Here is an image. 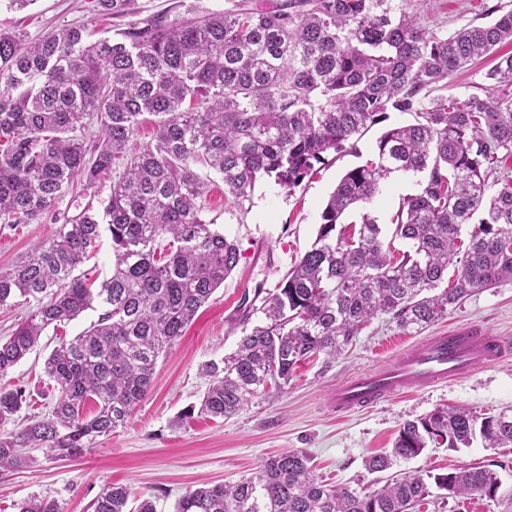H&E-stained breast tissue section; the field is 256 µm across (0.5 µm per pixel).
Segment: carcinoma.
<instances>
[{"mask_svg": "<svg viewBox=\"0 0 512 512\" xmlns=\"http://www.w3.org/2000/svg\"><path fill=\"white\" fill-rule=\"evenodd\" d=\"M114 19L135 0H95ZM408 0H227L222 11L191 9L170 19L133 21L113 38L89 40L83 26L35 41L0 33V223L32 224L70 186L89 187L124 165L103 212L89 202L65 219L10 269L0 270V308L27 314L0 341V379L51 325L101 308L97 322L47 357L58 392L49 416L0 435V476L27 465L35 445L57 458L75 457L96 438L126 425L151 391L157 361L241 259L239 245L213 229L196 168L212 170L238 205L257 183L300 186L327 157L355 146L389 113L414 122L381 133L375 153L347 170L322 209L312 248L261 304L245 297L242 337L212 378L200 411L238 414L273 384L288 383L297 365L320 354L330 363L379 314L417 335L482 288L512 279V179L494 177L512 157V9L495 5L492 20L440 37L413 20ZM495 56L484 95L436 94L474 60ZM154 117V143L126 156L143 117ZM98 124L87 144L84 119ZM418 176L385 239L367 212L382 180ZM500 186L487 194L491 186ZM476 225L465 250L461 229ZM112 274L81 267L103 235ZM406 249L393 248L395 240ZM451 286H443L448 268ZM261 320L249 325L251 316ZM97 407L84 414L88 402ZM26 390L0 386V421L28 405ZM479 439L512 446V408L497 414L436 409L409 420L388 455L365 469L383 473L397 458L428 445L451 451ZM476 464L446 473L413 470L377 490L357 493L319 482L307 457L289 450L253 475L184 494L176 512H415L442 491L441 503L478 495L512 512V486ZM130 491L108 485L94 512H155L151 501L127 510ZM17 512H59L31 498Z\"/></svg>", "mask_w": 512, "mask_h": 512, "instance_id": "1", "label": "carcinoma"}]
</instances>
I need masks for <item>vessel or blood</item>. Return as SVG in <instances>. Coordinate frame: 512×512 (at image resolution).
Returning <instances> with one entry per match:
<instances>
[{
    "label": "vessel or blood",
    "mask_w": 512,
    "mask_h": 512,
    "mask_svg": "<svg viewBox=\"0 0 512 512\" xmlns=\"http://www.w3.org/2000/svg\"><path fill=\"white\" fill-rule=\"evenodd\" d=\"M512 355V343L479 327L448 333L408 348L392 364L341 385L334 397L337 410L374 406L409 391L460 378L477 366L494 365Z\"/></svg>",
    "instance_id": "vessel-or-blood-1"
}]
</instances>
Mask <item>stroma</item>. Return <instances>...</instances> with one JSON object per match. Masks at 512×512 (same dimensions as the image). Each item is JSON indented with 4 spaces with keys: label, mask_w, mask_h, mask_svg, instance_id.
<instances>
[{
    "label": "stroma",
    "mask_w": 512,
    "mask_h": 512,
    "mask_svg": "<svg viewBox=\"0 0 512 512\" xmlns=\"http://www.w3.org/2000/svg\"><path fill=\"white\" fill-rule=\"evenodd\" d=\"M512 0H412L410 15L441 35L462 25L485 23L487 7ZM71 25L85 26L91 37L111 36L113 21L96 15L89 0H35L24 8L0 0V31L20 30L29 39ZM381 127L366 132L355 152L329 157L314 175L291 190L274 182L257 184L250 201L237 205L224 197V184L207 169L199 175L208 181L204 204L217 230L239 241L243 256L210 301L188 325L184 336L161 356L153 389L133 410L125 427L98 437L80 458L52 460L43 449H29L30 465L0 477V512H16L15 505L30 497L56 501L60 512H93L91 505L108 484L131 491L130 506L153 502L156 512H175L186 492L215 483H233L250 476L266 458L295 450L310 460L314 473L357 492L379 487L377 475L364 467L366 457L390 451L399 429L442 407H467L477 412L512 408V356L491 366H480L465 378L439 384L401 399L337 416L331 396L337 385L373 370L417 343V336L402 333L389 316L381 314L357 336L331 368L321 361L299 365L292 379L253 398L245 410L224 418L197 414L210 381L209 363L223 364L241 336L238 307L243 294L271 290L316 239L320 213L345 171L370 158ZM415 176L392 177L366 209L383 229L405 196L416 193ZM112 192L111 177L91 187L75 185L50 214L32 224H0V269L10 267L35 244L49 240L65 217L86 203L103 208ZM270 247L273 274L253 262L249 250L255 239ZM98 311L88 310L58 328L46 329L34 350L8 374L6 381L25 387L31 407L13 419L0 422V434L12 432L28 417L50 413L58 393L43 372L52 349L72 339L97 321ZM475 322L492 333L512 337V279L477 290L447 316L424 329L432 336L459 323ZM505 463L501 477L512 485V447L486 448L481 442L451 451L430 448L418 457L397 460L393 473L430 470L436 473L477 463Z\"/></svg>",
    "instance_id": "stroma-1"
}]
</instances>
